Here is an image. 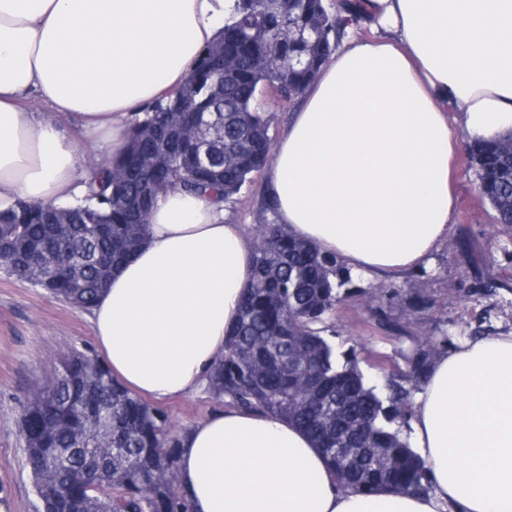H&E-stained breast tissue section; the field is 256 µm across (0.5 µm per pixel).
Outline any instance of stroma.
Returning <instances> with one entry per match:
<instances>
[{"label":"stroma","mask_w":512,"mask_h":512,"mask_svg":"<svg viewBox=\"0 0 512 512\" xmlns=\"http://www.w3.org/2000/svg\"><path fill=\"white\" fill-rule=\"evenodd\" d=\"M456 222L423 268L381 279L355 275L351 297L337 310V341L354 347L365 374L380 378V356L393 343L376 319V292L400 289L387 311L395 327L416 336L441 327L449 347L472 339L476 327L493 336L512 331V228L495 224L477 188L465 153L457 155ZM227 221L252 229L272 221L261 175L225 202ZM98 353L89 312L48 296L41 288L0 271V512H39L20 436L22 403L29 389L51 373L68 348ZM222 402L198 392L165 403L177 430L190 428Z\"/></svg>","instance_id":"obj_1"}]
</instances>
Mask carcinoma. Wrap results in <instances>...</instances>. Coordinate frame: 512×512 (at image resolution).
I'll use <instances>...</instances> for the list:
<instances>
[{
  "mask_svg": "<svg viewBox=\"0 0 512 512\" xmlns=\"http://www.w3.org/2000/svg\"><path fill=\"white\" fill-rule=\"evenodd\" d=\"M363 7V0H234L185 83L132 124L128 150L85 184L80 203L19 200L0 211V268L19 281L38 270L46 293L91 311L111 270L146 240L160 193L177 187L222 203L268 164L270 119L260 96L268 90L286 103L302 94L330 59L343 14L359 17ZM222 54L236 59L226 74ZM200 116L209 124L197 128ZM203 143L222 155L220 165H200ZM158 153L168 166L144 169ZM469 159L495 223L512 227L507 143H474ZM352 282L336 256L282 224L259 225L251 278L207 392L302 428L344 489L428 494L432 471L412 448L410 421L448 333L392 337L402 364L384 372L382 385L370 383L356 349L336 343L333 317ZM102 427L111 447H83ZM20 433L43 512H191L178 488L181 434L167 411L128 390L96 356L73 350L61 358L26 397ZM91 470L100 482L89 488Z\"/></svg>",
  "mask_w": 512,
  "mask_h": 512,
  "instance_id": "carcinoma-1",
  "label": "carcinoma"
}]
</instances>
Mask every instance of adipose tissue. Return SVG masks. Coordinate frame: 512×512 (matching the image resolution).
Listing matches in <instances>:
<instances>
[{
    "instance_id": "ef3b65f1",
    "label": "adipose tissue",
    "mask_w": 512,
    "mask_h": 512,
    "mask_svg": "<svg viewBox=\"0 0 512 512\" xmlns=\"http://www.w3.org/2000/svg\"><path fill=\"white\" fill-rule=\"evenodd\" d=\"M301 95L263 191L277 223L357 272L430 262L456 217L452 160L512 132V0H365ZM230 0H0V209L79 195L84 152L122 154L129 119L181 85ZM45 109H30L31 96ZM253 238L216 203L172 189L92 310L114 378L163 401L205 388L224 356ZM411 444L427 495L338 487L287 419L234 406L182 436L193 512H512V334L439 353Z\"/></svg>"
}]
</instances>
